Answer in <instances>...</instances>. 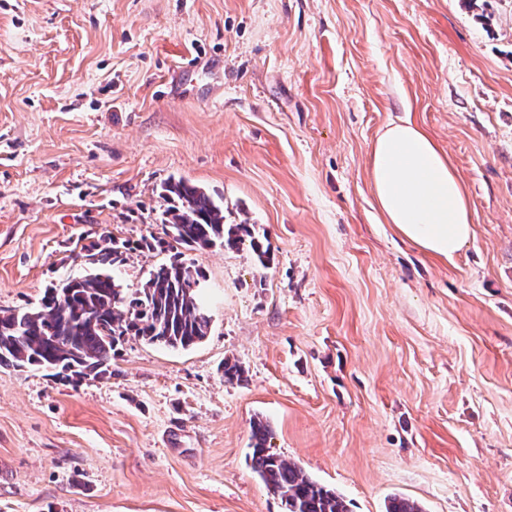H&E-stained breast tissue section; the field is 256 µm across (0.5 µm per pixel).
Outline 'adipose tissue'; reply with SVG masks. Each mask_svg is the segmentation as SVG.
Masks as SVG:
<instances>
[{
	"label": "adipose tissue",
	"mask_w": 512,
	"mask_h": 512,
	"mask_svg": "<svg viewBox=\"0 0 512 512\" xmlns=\"http://www.w3.org/2000/svg\"><path fill=\"white\" fill-rule=\"evenodd\" d=\"M371 176L387 223L427 255L452 260L471 239L464 185L448 155L416 122L389 124L378 135Z\"/></svg>",
	"instance_id": "adipose-tissue-1"
}]
</instances>
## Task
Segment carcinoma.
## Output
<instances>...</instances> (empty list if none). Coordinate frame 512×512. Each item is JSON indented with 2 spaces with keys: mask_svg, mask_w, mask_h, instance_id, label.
Returning <instances> with one entry per match:
<instances>
[{
  "mask_svg": "<svg viewBox=\"0 0 512 512\" xmlns=\"http://www.w3.org/2000/svg\"><path fill=\"white\" fill-rule=\"evenodd\" d=\"M166 203L161 216L164 236L144 238L139 248L171 252L169 261L149 272L142 286L128 291L114 270L127 260L125 245L108 235L83 247L86 273L45 289L39 308L0 310V365L33 366L71 382L109 374L117 347L128 336L172 349H187L208 334L210 317L191 280L202 281L204 272L174 251L217 244L238 250L249 243L257 262L267 268L270 248L256 236L253 224L224 223V202L184 180L162 187ZM172 241H166V238ZM224 381H246L242 366L230 358L221 364ZM269 425L256 418L251 426V468L270 493L284 503L285 512H349L343 497L318 483L300 467L270 451ZM386 512H422L406 498L394 496Z\"/></svg>",
  "mask_w": 512,
  "mask_h": 512,
  "instance_id": "cac0c4a2",
  "label": "carcinoma"
}]
</instances>
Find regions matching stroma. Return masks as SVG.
Here are the masks:
<instances>
[{"label": "stroma", "mask_w": 512, "mask_h": 512, "mask_svg": "<svg viewBox=\"0 0 512 512\" xmlns=\"http://www.w3.org/2000/svg\"><path fill=\"white\" fill-rule=\"evenodd\" d=\"M406 117L468 193L450 261L372 191ZM171 178L264 230L272 264L187 252L212 318L189 349L129 337L76 384L0 367V512H283L256 418L350 512H512V0H0V309L85 274L107 233L138 288L169 259L138 244Z\"/></svg>", "instance_id": "obj_1"}]
</instances>
